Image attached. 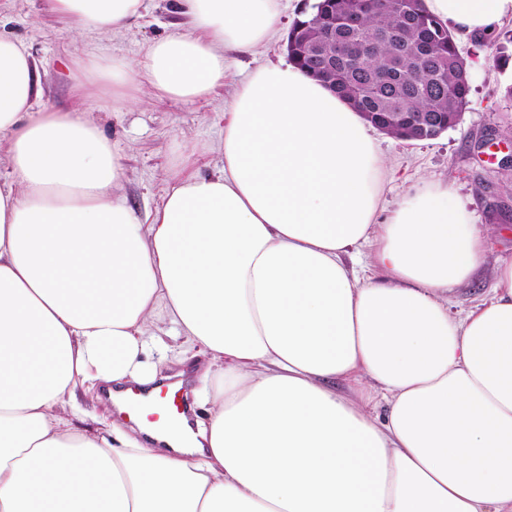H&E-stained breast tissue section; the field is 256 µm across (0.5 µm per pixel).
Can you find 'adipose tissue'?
<instances>
[{
    "mask_svg": "<svg viewBox=\"0 0 512 512\" xmlns=\"http://www.w3.org/2000/svg\"><path fill=\"white\" fill-rule=\"evenodd\" d=\"M50 2L103 35L143 0ZM425 5L460 34L512 20V0ZM179 7L186 27L136 60L88 56L115 103L207 98L280 21L278 0ZM38 96L0 34V512H512V263L449 314L486 260L450 187L384 208L361 115L282 63L237 88L223 168L181 174L142 218L115 192L117 146ZM169 340L210 357L205 421L166 453L78 425L81 381L147 384Z\"/></svg>",
    "mask_w": 512,
    "mask_h": 512,
    "instance_id": "1",
    "label": "adipose tissue"
}]
</instances>
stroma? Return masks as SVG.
<instances>
[{
	"label": "stroma",
	"mask_w": 512,
	"mask_h": 512,
	"mask_svg": "<svg viewBox=\"0 0 512 512\" xmlns=\"http://www.w3.org/2000/svg\"><path fill=\"white\" fill-rule=\"evenodd\" d=\"M314 0H279V32L263 48L241 53L224 83L208 98L185 103L162 98L150 89L135 91L132 104L112 103V87L85 79L78 68L90 53L120 54L137 59L156 39L172 31L182 18L176 0H143L138 16L105 35H75L68 21L52 11L50 0H0V30L22 43L40 78L38 107L80 109L118 147L126 176L118 191L139 215L158 206L173 178L191 159L202 175L221 167L224 156V111L236 88L257 69L287 61L286 39L298 13ZM456 42L465 60L470 94L455 128L422 141H405L383 132L372 136L388 159L394 178L386 204L409 189L429 183L451 185L479 228L487 231V259L474 278L453 289V312L487 298L495 268L512 261V20ZM85 83L77 94V83Z\"/></svg>",
	"instance_id": "stroma-1"
}]
</instances>
